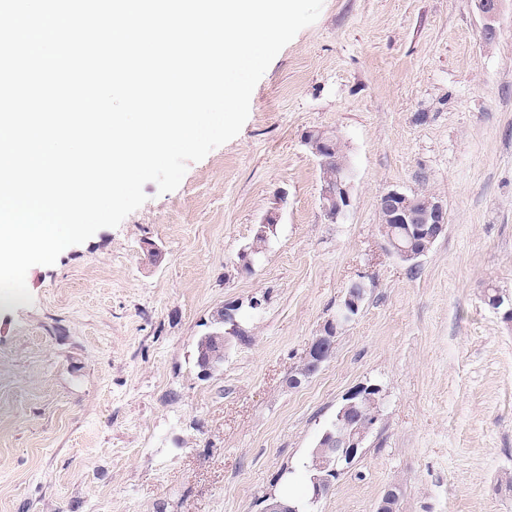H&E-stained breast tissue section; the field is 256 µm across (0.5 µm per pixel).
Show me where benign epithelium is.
<instances>
[{
    "mask_svg": "<svg viewBox=\"0 0 512 512\" xmlns=\"http://www.w3.org/2000/svg\"><path fill=\"white\" fill-rule=\"evenodd\" d=\"M501 2L502 0H476L477 9L484 20L482 35L487 41L495 39L498 35L497 21ZM334 143L335 137L322 130L308 132L304 137V144L317 160L332 149ZM350 189L349 168L344 167L336 178V188H325L321 193L322 208L329 220H336L348 209L351 204ZM380 207L385 224H407L415 217L419 218L420 223L423 224V229L419 231V235L423 237V246L417 247L411 240L406 245L396 243L389 249L390 253L404 261H417L427 253L447 227V207L442 199L435 196L425 201L421 214L417 216L410 211L411 203L407 194L395 189L381 195ZM366 292L367 286L364 281L352 282V288L348 289L345 297L337 304L334 315L325 322L320 333L309 343L304 354L305 361L321 366L330 358L334 347L333 336L339 334L358 318ZM487 304L501 315L505 323L512 326V296L497 290L488 296ZM368 398L375 399L377 403L371 422L350 429L349 432L336 437V443L322 448L323 458L333 464L331 472L338 477L362 454L368 435L376 429L382 419L383 407L382 387L378 384L361 383L344 397L343 408L338 416L343 424L347 423L345 416L353 414L360 403ZM331 483L332 477L329 475H313L307 487L308 502L311 504L319 502L324 495V487Z\"/></svg>",
    "mask_w": 512,
    "mask_h": 512,
    "instance_id": "1",
    "label": "benign epithelium"
}]
</instances>
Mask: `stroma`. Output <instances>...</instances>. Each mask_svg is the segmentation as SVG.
Returning a JSON list of instances; mask_svg holds the SVG:
<instances>
[{
  "instance_id": "stroma-1",
  "label": "stroma",
  "mask_w": 512,
  "mask_h": 512,
  "mask_svg": "<svg viewBox=\"0 0 512 512\" xmlns=\"http://www.w3.org/2000/svg\"><path fill=\"white\" fill-rule=\"evenodd\" d=\"M498 27L485 41L475 0H324L235 138L30 268L32 304L0 303V512H261L303 494L311 448L365 382L383 388V420L313 512H376L390 488L395 512H512V327L485 302L492 286L512 295V0ZM312 129L352 168L334 222ZM390 189L448 207L418 265L379 231ZM274 208L270 246L238 273ZM360 277L358 319L289 385ZM227 303L252 341L199 379L196 341Z\"/></svg>"
}]
</instances>
